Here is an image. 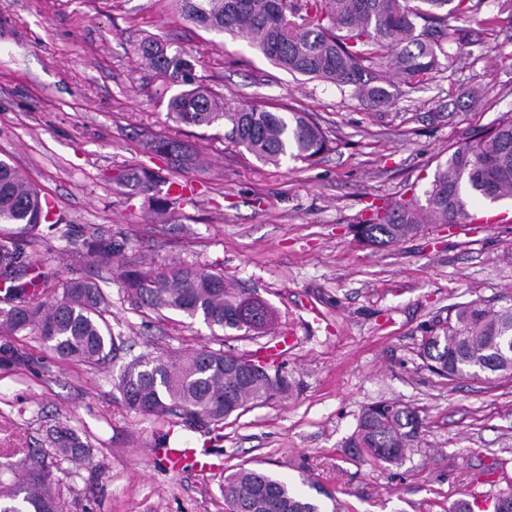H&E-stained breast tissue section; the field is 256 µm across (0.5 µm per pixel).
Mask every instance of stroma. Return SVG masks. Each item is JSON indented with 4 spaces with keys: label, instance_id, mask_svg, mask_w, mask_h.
I'll return each mask as SVG.
<instances>
[{
    "label": "stroma",
    "instance_id": "1",
    "mask_svg": "<svg viewBox=\"0 0 512 512\" xmlns=\"http://www.w3.org/2000/svg\"><path fill=\"white\" fill-rule=\"evenodd\" d=\"M483 0L494 25L471 55L416 87L392 78L390 106L276 67L246 41L183 20L171 0H0V159L23 171L69 223L40 227L33 267L57 280L101 278L75 265L90 230L125 241L112 265L178 259L218 272L273 310L269 327L224 334L202 318L132 305L107 281L106 319L125 348L92 368L62 362L36 336H0V490L44 457L65 512H225V476L246 466L287 480L321 512H450L512 489V378L444 381L419 355L426 328L460 305L512 292V222L439 224L387 246L353 232L370 204L424 201L436 167L512 112V12ZM147 39L182 47L198 81L232 106L307 113L332 142L313 164L258 161L224 125H176L180 88L137 54ZM473 89L467 109L450 97ZM150 129L181 140L204 163L175 171L143 146ZM155 172L150 192L112 176ZM188 195L158 212L169 182ZM257 356L271 350L288 395L224 424L184 427L122 398V366L146 353L202 347ZM382 401L415 410L417 444L398 464L361 461L347 441ZM67 423L91 447L61 459L43 444ZM211 455L215 469L173 473L161 445Z\"/></svg>",
    "mask_w": 512,
    "mask_h": 512
}]
</instances>
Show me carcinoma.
Here are the masks:
<instances>
[{
    "instance_id": "cac0c4a2",
    "label": "carcinoma",
    "mask_w": 512,
    "mask_h": 512,
    "mask_svg": "<svg viewBox=\"0 0 512 512\" xmlns=\"http://www.w3.org/2000/svg\"><path fill=\"white\" fill-rule=\"evenodd\" d=\"M180 16L207 31L243 38L291 75L308 76L336 86L374 106H388L379 68L419 84L452 66L479 39L465 28H448V18L478 9L471 0H173ZM453 44L456 51L448 52ZM138 54L184 90L171 96L167 109L185 125H231L225 135L264 163L284 159L313 162L330 147L325 131L302 112H273L259 106L229 109L197 82L184 53L160 40L143 42ZM147 148L174 168L190 165L193 155L174 139L143 134ZM114 180L140 192L154 183L145 168L121 169ZM475 198L512 201V113L501 116L484 138L458 146L438 165L425 204L409 200L393 207L371 206L356 235L382 246L400 241L433 217L445 224L473 223ZM64 216L20 171L0 160V226L10 235L36 238L43 224L59 228ZM123 244L94 230L83 241L78 259L90 258L112 269ZM26 252L0 239V281L9 284L8 306L0 307V333H34L60 361L78 359L104 365L121 348L104 313L111 299L99 281L77 276L58 284L43 271L26 279ZM127 297L155 311L200 317L211 328L241 331L236 320L246 290L221 273L173 260L160 268L130 262L118 272ZM512 305L472 302L429 328L420 355L438 377L454 381L469 374H512ZM118 390L133 409L174 415L190 427L219 425L240 410L290 391L279 366H267L231 352L200 349L189 356L141 355L126 363ZM420 428L418 414L393 402L367 407L348 446L370 459L395 464L412 447ZM44 444L63 457L90 455L68 424L46 429ZM44 461L32 460L15 488L0 493V512H64L50 489ZM228 512H320L287 482L255 469L238 468L224 478Z\"/></svg>"
}]
</instances>
